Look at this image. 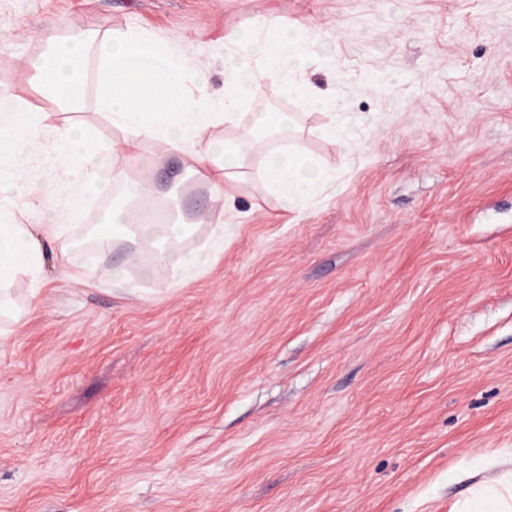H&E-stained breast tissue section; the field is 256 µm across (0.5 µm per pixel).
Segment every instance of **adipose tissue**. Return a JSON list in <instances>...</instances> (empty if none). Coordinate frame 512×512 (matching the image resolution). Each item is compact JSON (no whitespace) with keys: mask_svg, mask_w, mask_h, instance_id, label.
Returning a JSON list of instances; mask_svg holds the SVG:
<instances>
[{"mask_svg":"<svg viewBox=\"0 0 512 512\" xmlns=\"http://www.w3.org/2000/svg\"><path fill=\"white\" fill-rule=\"evenodd\" d=\"M320 39L312 25L299 22L288 29L267 18L246 31L226 34L220 95L212 91L208 74L192 67L177 40L151 28L104 34L73 29L27 58L41 94L59 109L72 110L84 99L80 63L94 54L98 104L122 136L105 139L96 131L56 122L52 113L34 108L10 88H0V309L9 308L11 323L29 316L32 308L11 306L8 283L19 273L39 283L46 250L62 238L81 244L93 236L103 251L119 239L131 242L126 264L111 272L116 282L132 279L141 257L138 245L145 241L154 247L155 261L169 264L172 279L201 270V261L177 256L197 220L186 218L174 193H161L150 171L132 178L121 165L145 143H164L174 154L200 155L203 166L191 174L222 194L227 216L210 232V255L223 250L230 229L242 217L238 196H271L281 208L295 210L334 194L335 176L294 147L298 130L290 115L249 107L263 98L271 80L286 96L311 104L312 90L303 76ZM217 126L224 129L223 144L204 145V133ZM265 136L279 144L280 158L262 160L255 177L245 176ZM106 169L113 183L128 187L127 197L113 200L98 224L76 223L84 202L104 190L101 173ZM55 171L64 175L65 194L50 224L38 231L18 219L19 206L6 192L22 180L37 182ZM160 204L165 220L152 222L150 215ZM505 463V470L479 484L462 512H512V454Z\"/></svg>","mask_w":512,"mask_h":512,"instance_id":"adipose-tissue-1","label":"adipose tissue"}]
</instances>
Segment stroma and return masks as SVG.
<instances>
[{
	"mask_svg": "<svg viewBox=\"0 0 512 512\" xmlns=\"http://www.w3.org/2000/svg\"><path fill=\"white\" fill-rule=\"evenodd\" d=\"M267 17L322 33L309 85L363 118L343 165L319 110L267 94L338 194L247 219L203 273L146 260L131 288L76 280L47 254L36 311L0 344V512H450L512 448V0H0V83L56 121L117 132L97 105L61 112L25 66L78 28L181 39L214 89L224 36ZM185 181L196 157L142 159Z\"/></svg>",
	"mask_w": 512,
	"mask_h": 512,
	"instance_id": "stroma-1",
	"label": "stroma"
}]
</instances>
